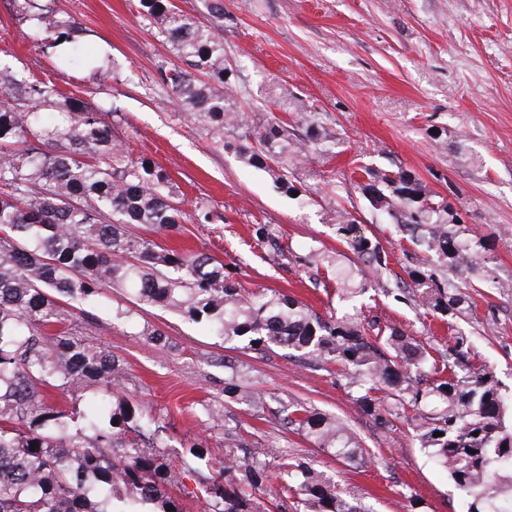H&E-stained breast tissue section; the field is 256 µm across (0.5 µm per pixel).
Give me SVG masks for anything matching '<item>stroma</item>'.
<instances>
[{
	"label": "stroma",
	"mask_w": 512,
	"mask_h": 512,
	"mask_svg": "<svg viewBox=\"0 0 512 512\" xmlns=\"http://www.w3.org/2000/svg\"><path fill=\"white\" fill-rule=\"evenodd\" d=\"M54 7L86 30L92 53L107 56L104 67L60 65L19 0H0V65L102 109L127 155L152 158L180 184L185 211L201 201L215 213L212 223L155 234L159 245L207 252L252 291H283L325 317L353 309L363 325L396 327L442 351L463 331L512 394V0H224V58L244 121L229 148L174 101L161 72L181 61L139 18L137 0H55ZM307 111L328 129L333 151H311L300 164L310 195L302 205L249 165L243 150L274 115L294 118V134L306 137ZM360 157L413 173L427 195L453 204L464 217L462 242L486 239L479 275L440 272L477 287L473 314L449 325L394 299L419 249L364 204L351 183ZM351 207L364 236L388 252V269L359 261L340 242L331 216ZM257 224L277 228L283 253L253 239ZM118 306L129 311L125 321L112 318ZM147 325L165 334V345L143 336ZM72 326L118 357L129 404L148 407L165 425L163 453L188 466L169 490L185 512H204L201 488L212 464L241 439L273 466L286 457L311 462L372 512H409L414 501L419 512L463 510L447 472L420 448L416 421L394 416L382 425L363 413L336 365L304 363L281 349L226 350L203 326L132 307L115 290L76 313ZM236 371L268 396L267 410L225 397ZM296 402L344 422L363 466H348L288 427ZM211 407L240 430L212 421ZM200 442L210 453L198 460L189 449Z\"/></svg>",
	"instance_id": "obj_1"
}]
</instances>
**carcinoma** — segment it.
<instances>
[{"label":"carcinoma","mask_w":512,"mask_h":512,"mask_svg":"<svg viewBox=\"0 0 512 512\" xmlns=\"http://www.w3.org/2000/svg\"><path fill=\"white\" fill-rule=\"evenodd\" d=\"M50 47L82 55L83 30L61 19L47 0H24ZM201 20L173 0H138V12L186 68L164 72L175 100L205 122L218 142L242 129L231 72L218 33L224 0H204ZM0 512H183L166 488L182 475L154 451L165 426L148 409L112 405L123 382L115 358L64 328L74 311L121 288L138 307L161 308L205 323L230 349L281 348L301 360L336 364L349 395L381 424L388 416L422 421L418 440L465 500V512H512V419L508 396L485 365L471 359L468 337L448 351L389 327L363 333L355 314L324 318L287 294H251L200 251L159 246L136 232L177 233L185 221L179 186L150 158L130 159L104 113L64 97L41 81L17 83L0 71ZM306 144L290 138L288 122H268L248 163L267 171L289 194ZM357 184L376 211L386 212L428 254L408 272L413 296L441 319L473 310L469 293L437 277L432 266L475 272L478 251L449 229L453 212L427 196L405 170L360 163ZM336 233L378 270L386 252L359 234L344 211ZM61 326L57 332L50 328ZM88 383L89 411L72 428L49 406L43 389L66 394ZM394 400L392 410L378 393ZM224 393L266 408V396L232 375ZM288 424L315 445L350 463L362 449L334 417L291 407ZM441 436L436 437L434 433ZM35 450H30V446ZM203 484L206 512H257L253 493L270 481L266 462L226 453ZM281 498L274 512H367L358 498L304 460L280 464Z\"/></svg>","instance_id":"1"}]
</instances>
